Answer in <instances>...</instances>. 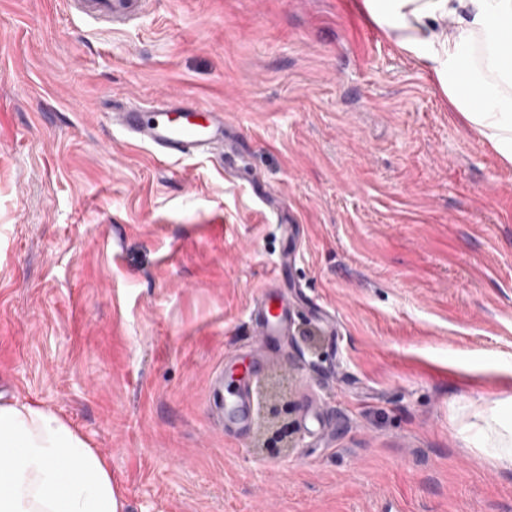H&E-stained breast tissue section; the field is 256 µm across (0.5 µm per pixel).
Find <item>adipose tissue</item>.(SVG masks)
<instances>
[{"label":"adipose tissue","instance_id":"ef3b65f1","mask_svg":"<svg viewBox=\"0 0 512 512\" xmlns=\"http://www.w3.org/2000/svg\"><path fill=\"white\" fill-rule=\"evenodd\" d=\"M394 45L435 78L449 106L512 165V0H362ZM475 450L512 471V411L479 415ZM0 512H124L105 460L33 402L0 403Z\"/></svg>","mask_w":512,"mask_h":512}]
</instances>
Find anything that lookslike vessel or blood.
Instances as JSON below:
<instances>
[{
    "mask_svg": "<svg viewBox=\"0 0 512 512\" xmlns=\"http://www.w3.org/2000/svg\"><path fill=\"white\" fill-rule=\"evenodd\" d=\"M146 0H69V5L85 19L108 22L142 12ZM106 118L113 130L128 140L148 146L157 160H180L193 155L215 160H230L237 152L224 136L223 112L184 102L175 95L160 97L148 108L115 107ZM284 279H275L271 290L257 299V316L266 345L278 346L293 320ZM262 356L247 363L245 375L229 398L217 409L219 422L226 430L246 434L249 429L251 402L249 387L252 377L264 367Z\"/></svg>",
    "mask_w": 512,
    "mask_h": 512,
    "instance_id": "vessel-or-blood-1",
    "label": "vessel or blood"
}]
</instances>
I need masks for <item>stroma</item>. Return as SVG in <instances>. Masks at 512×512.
<instances>
[{
	"label": "stroma",
	"mask_w": 512,
	"mask_h": 512,
	"mask_svg": "<svg viewBox=\"0 0 512 512\" xmlns=\"http://www.w3.org/2000/svg\"><path fill=\"white\" fill-rule=\"evenodd\" d=\"M224 114L240 162H159L107 105ZM293 228L263 377L278 454L215 415ZM0 398L100 454L125 512H512L458 433L512 399V166L361 0H152L112 26L0 0ZM261 407L265 414L277 423L276 428L272 430L267 439V447L275 451L283 439L292 431L290 417L293 416L296 408L290 401L287 402L281 398L266 395H263Z\"/></svg>",
	"instance_id": "obj_1"
}]
</instances>
